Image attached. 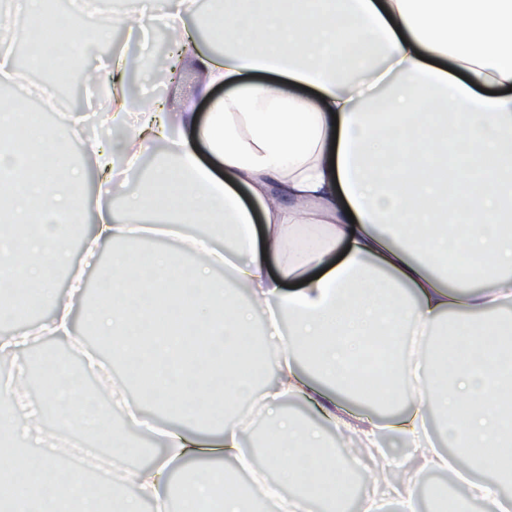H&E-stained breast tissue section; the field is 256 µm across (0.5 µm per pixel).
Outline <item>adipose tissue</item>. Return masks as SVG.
I'll use <instances>...</instances> for the list:
<instances>
[{
  "label": "adipose tissue",
  "instance_id": "adipose-tissue-1",
  "mask_svg": "<svg viewBox=\"0 0 512 512\" xmlns=\"http://www.w3.org/2000/svg\"><path fill=\"white\" fill-rule=\"evenodd\" d=\"M192 4L179 0L156 20L195 62L200 95L223 88L206 116L155 96L129 106L123 53L100 105L119 143L57 136L20 100L0 99V173L11 175L0 182V247L20 271L0 274V318L16 300L50 306L47 334L73 329L78 297L57 292L69 264L60 220L86 210L87 169L104 187L156 144L166 153L150 193L99 211L86 242L90 259L100 243L117 249L102 277L109 300L86 307L84 326L124 362L139 398L116 427L105 406L76 402L84 377L58 356L24 365L0 392V480L13 490L0 512H141L174 491L179 512L203 499L262 512L253 490H225L211 468L192 465L207 453L228 470L247 456L255 474H276L293 490L289 512H332L357 456L328 438L327 423L365 448L389 433L412 448L410 462L388 457L383 467L400 512H416L414 473L448 467L425 432L438 415L463 472L481 475L472 498L494 499L512 481V316L500 313L512 302V0H223L214 53L185 20ZM417 134L428 152L410 150ZM448 142L446 160L438 148ZM143 224L219 225L224 246L144 249ZM161 301L174 313L166 332L155 326ZM271 309L265 333L282 343L267 384L253 325ZM409 335L445 347L443 359L417 391L399 361L372 398L389 406L409 392L408 414L364 421L344 403L362 393L353 359L375 336L403 353ZM33 377L43 385L35 401ZM296 400L315 404L323 424L293 419L285 406ZM258 401L279 442L272 458L248 453L252 434L238 421ZM149 404L169 426L161 451L132 469ZM80 439L109 449L120 481L67 466ZM475 448L497 466H477Z\"/></svg>",
  "mask_w": 512,
  "mask_h": 512
}]
</instances>
